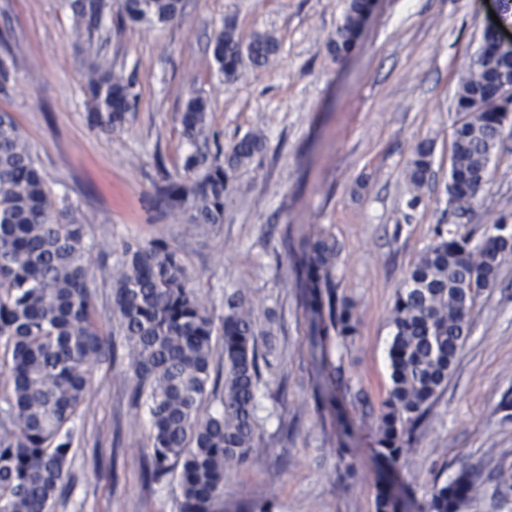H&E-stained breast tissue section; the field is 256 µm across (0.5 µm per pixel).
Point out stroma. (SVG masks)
<instances>
[{
	"label": "stroma",
	"instance_id": "stroma-1",
	"mask_svg": "<svg viewBox=\"0 0 512 512\" xmlns=\"http://www.w3.org/2000/svg\"><path fill=\"white\" fill-rule=\"evenodd\" d=\"M107 8L93 40L114 68L134 74L137 100L112 132L88 122L84 37L69 0H0V34L13 47L0 113L13 116L59 204L89 220L88 282L101 324H112V286L96 270L126 242L160 238L178 251L190 285L214 319L224 294L247 289L278 332L257 394L253 461L224 479V512H375L391 479L405 512H424L435 485L475 471L480 494L463 512H512V260L471 315V333L447 387L406 461L389 467L373 441L389 386V317L408 269L447 219L444 185L455 95L498 0H373L351 52L327 54L346 0H184L164 26L120 22ZM242 39L273 35L279 53L262 69L243 64L225 83L209 42L225 21ZM208 98L207 125L222 145L248 133L266 147L236 171L224 221L196 232L156 207L155 186L177 174L188 145L177 116L191 90ZM434 142V177L408 210L411 149ZM512 221V133L502 136L488 184L461 232L481 239L499 216ZM336 241L337 294L353 303L358 331L347 347L312 342L305 242ZM125 348L97 368L77 419L70 488L55 512H179L176 475L144 478L149 414L134 403Z\"/></svg>",
	"mask_w": 512,
	"mask_h": 512
}]
</instances>
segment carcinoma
I'll return each mask as SVG.
<instances>
[{
  "mask_svg": "<svg viewBox=\"0 0 512 512\" xmlns=\"http://www.w3.org/2000/svg\"><path fill=\"white\" fill-rule=\"evenodd\" d=\"M371 0H347L328 43L334 60L355 43ZM77 27L91 34L101 26L102 0H70ZM182 0H123L122 22L156 25L175 18ZM279 50L276 38L256 33L248 42L224 23L214 33L212 57L231 82L247 60L256 68ZM84 73L92 101L88 121L112 130L133 106V80L87 47ZM512 83V59L496 56L489 37L467 67L456 93V123L445 195L448 211L473 212L487 184V171L512 121V97L487 100L489 82ZM208 100L191 92L178 115L182 135L195 149L181 172L157 185V203L186 214L187 230L224 223L234 172L265 147L249 133L229 150L208 146ZM433 142L417 144L405 169L407 206L416 208L432 176ZM86 220L59 206L47 189L13 117L0 113V512H53L62 500L75 421L86 402L96 365L121 336L128 350L136 398L146 397L151 415V452L145 479L179 471V512H224V476L246 464L256 447V394L261 362L273 355L274 319L261 321L244 290L224 294V320L213 318L188 287L187 267L161 239L124 245L115 267H99L112 282V330L100 324L88 287L90 247ZM512 256V227L498 219L478 243L448 224L433 237L398 289L390 324V387L376 433L377 454L389 465L405 456L412 429L447 386L455 360L470 336L473 310L495 286ZM336 242L324 231L306 242L303 269L310 306L328 315L340 344L356 333L353 305L336 295ZM220 396L222 409L207 401ZM467 472L434 487L427 512H462L476 495ZM376 512H400L384 487Z\"/></svg>",
  "mask_w": 512,
  "mask_h": 512,
  "instance_id": "obj_1",
  "label": "carcinoma"
}]
</instances>
